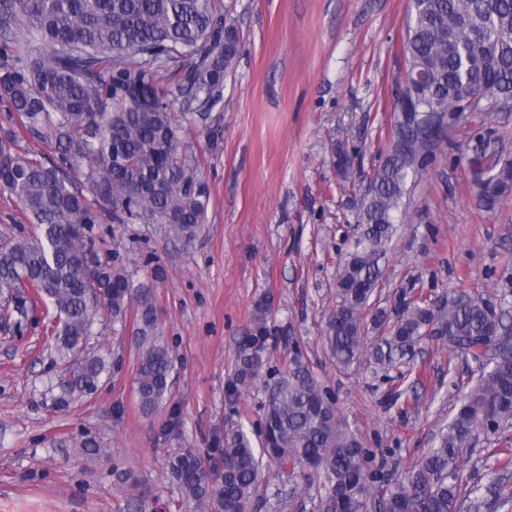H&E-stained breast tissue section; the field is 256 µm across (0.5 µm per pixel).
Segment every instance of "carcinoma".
<instances>
[{"label": "carcinoma", "instance_id": "carcinoma-1", "mask_svg": "<svg viewBox=\"0 0 512 512\" xmlns=\"http://www.w3.org/2000/svg\"><path fill=\"white\" fill-rule=\"evenodd\" d=\"M402 52L406 104H396L392 147L373 174L359 233L336 276L335 303L324 335L337 363L367 352L369 314L397 231L408 183L426 166V113L463 112L474 93L486 103L512 100V0H414ZM240 35L215 0H0V98L21 126L49 142L58 158L44 162L0 137V183L34 230L0 244V298L17 331L40 304L53 307L51 355L64 372L49 393L65 407L93 391L108 359L89 348L103 314L126 323L138 348L136 392L149 417L163 406L172 358L158 340L150 290L104 260L96 225L164 224L189 244L206 223L207 184L182 159L189 125L218 143L207 124L224 109V80L234 71ZM80 173L93 199L72 184ZM479 206L496 209L512 194V160L476 186ZM444 303L405 302L385 337L389 354L406 355L425 338L481 364L438 444L404 475L372 468L374 453L338 416L336 395L310 370L301 351L273 376L257 438L240 425L212 432L207 451L168 457L185 502L197 512H257L266 469H291L317 486V512H362L381 495L383 512H512V448L492 469L484 492L463 490L464 449L479 430L512 420V325L486 299L461 294ZM229 396L260 376L262 356L239 352Z\"/></svg>", "mask_w": 512, "mask_h": 512}]
</instances>
